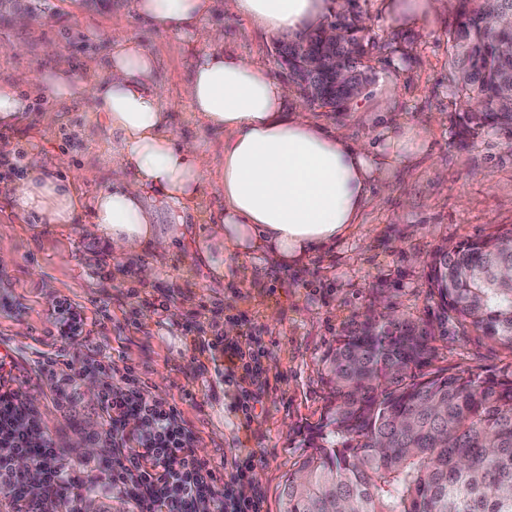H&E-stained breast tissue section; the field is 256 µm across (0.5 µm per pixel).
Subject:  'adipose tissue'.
<instances>
[{
	"label": "adipose tissue",
	"instance_id": "obj_1",
	"mask_svg": "<svg viewBox=\"0 0 512 512\" xmlns=\"http://www.w3.org/2000/svg\"><path fill=\"white\" fill-rule=\"evenodd\" d=\"M235 3L239 14L270 33L318 23L325 7L324 0ZM210 7L211 0H136L157 31L192 34L194 61L183 93L200 123L224 133L217 169H210L196 143L169 134L155 59L134 38L122 36L112 45L103 78L85 80L63 60L44 80L58 101L89 95L100 102L97 122L119 138V174L89 199L76 181L49 174L38 156L29 155L28 171L11 193L16 212L43 224H70L89 208L92 231L109 239L114 255L148 246L165 252L170 240L158 230L157 206L191 211L206 173L214 172L223 208L196 235L194 255L218 283L227 260L260 255L297 268L357 229L379 170L419 154L412 128L386 112L394 135L374 145L289 110L285 85L225 51L203 27ZM30 83L25 73L0 82V128L11 129L24 117L30 101L20 89Z\"/></svg>",
	"mask_w": 512,
	"mask_h": 512
}]
</instances>
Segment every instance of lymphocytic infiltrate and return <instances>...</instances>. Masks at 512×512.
Masks as SVG:
<instances>
[{"mask_svg": "<svg viewBox=\"0 0 512 512\" xmlns=\"http://www.w3.org/2000/svg\"><path fill=\"white\" fill-rule=\"evenodd\" d=\"M48 334L57 342L85 335L89 318L78 303H55ZM193 349L223 361L224 378L237 369L252 372L264 350L225 345L221 336L191 339ZM18 355L0 351V507L6 512H81L72 479V464L52 440L33 444L29 432L42 428L34 405L16 389ZM119 375L111 384L110 375ZM38 377L68 386L77 379L99 376L98 410L103 450L104 493L126 502L131 512H263L261 496L250 488L253 458L244 455L218 469L195 451L196 438L177 405L153 392L138 365L117 363L93 351L72 360L63 352L41 355ZM28 458L41 472L38 491H31L15 463Z\"/></svg>", "mask_w": 512, "mask_h": 512, "instance_id": "obj_1", "label": "lymphocytic infiltrate"}]
</instances>
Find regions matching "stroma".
<instances>
[{
  "label": "stroma",
  "mask_w": 512,
  "mask_h": 512,
  "mask_svg": "<svg viewBox=\"0 0 512 512\" xmlns=\"http://www.w3.org/2000/svg\"><path fill=\"white\" fill-rule=\"evenodd\" d=\"M135 0H38L28 25L0 16V81L25 72L41 79L59 61L77 72L98 75L116 36H132L156 60L155 81L169 114L173 138L196 142L218 165L224 134L198 124L182 94L193 55L190 35L155 30L134 8ZM384 0H356L368 44L365 62L372 81L347 108L327 112L308 106L296 91L288 107L308 113L326 128L372 143L385 141L383 108L392 106L407 124L417 126L421 155L383 171V195L373 196L360 225L329 250L298 269H282L262 257L231 266L223 284L194 259L184 227H204L222 202L212 184L182 223L168 214L159 230L171 247L114 256L109 242L88 232L91 211L71 224H36L20 219L8 199L13 175L0 167V297L14 304L0 313V345L14 347L25 373L20 391L33 397L45 431L68 449L73 473L83 487H95L101 473L97 452L73 448L77 435L96 443L100 425L96 398L87 391L60 408L57 389L37 380L36 362L50 350L44 332L56 301L69 299L94 312L105 306L87 335L67 342V357L80 358L98 348L115 361L130 360L151 380L157 394L176 403L197 437L195 450L214 462L233 461L241 451L255 458L251 480L265 512H279V493L300 453V432L317 423L324 406L321 359L337 333L370 306L381 304L398 314L436 321L438 310L426 286L427 261L438 245L512 224V134L470 128L462 121L466 100L450 87L448 33L458 0H442L439 12L407 24L386 14ZM50 24H43V17ZM225 50L275 71V35L250 23L234 0H212L203 18ZM89 96L59 102L42 95L15 128L0 130V155L31 146L60 178L80 180L94 195L112 180L117 136L91 121L99 111ZM98 177L83 180L86 170ZM156 274L144 280L141 270ZM137 296H130V289ZM169 296V312L154 314L151 304ZM178 317H171V310ZM234 325L231 340L243 348H267L259 380L262 404L249 424L232 413L234 387L225 386L209 354L192 351L185 338H199ZM440 365H456L486 375L512 370V351L462 335L454 323L438 324Z\"/></svg>",
  "instance_id": "35a3bbf8"
}]
</instances>
